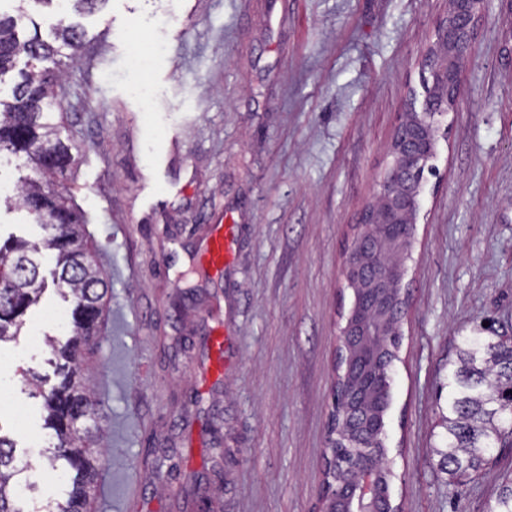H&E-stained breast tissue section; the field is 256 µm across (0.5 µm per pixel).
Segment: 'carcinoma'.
<instances>
[{
    "instance_id": "obj_1",
    "label": "carcinoma",
    "mask_w": 512,
    "mask_h": 512,
    "mask_svg": "<svg viewBox=\"0 0 512 512\" xmlns=\"http://www.w3.org/2000/svg\"><path fill=\"white\" fill-rule=\"evenodd\" d=\"M31 2L64 10L54 27L55 40L76 54L84 45L85 30L71 15L95 14L108 0ZM56 54L54 45L37 34L19 39L15 19L0 14V78L16 72L11 98L0 99V153L24 156L34 169V175L15 183L16 193L4 204L25 210L46 231L38 243H0V343L20 334L27 310L45 292L40 256L49 253L55 260L52 282L71 306V334L63 341L47 340L57 378L50 390L42 388L41 377H24L43 398L45 423L57 439L47 449L50 464L62 460L75 473L71 490L51 512H88L92 476L107 462L109 448L94 375L81 352L94 340L109 284L84 247L79 217L57 181L74 160L76 145L61 136L54 122L61 107L55 92L60 71L41 66ZM22 57L24 66L19 69ZM511 339L495 335L467 341L459 351V366L448 371V414L442 416L447 441L436 453L440 467L451 477L481 472L496 446L512 448V358L506 349ZM16 449L15 441L0 432V512H24L16 505L12 483L19 474ZM493 512H512L511 477L502 483Z\"/></svg>"
}]
</instances>
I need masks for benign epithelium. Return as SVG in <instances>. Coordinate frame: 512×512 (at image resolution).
Segmentation results:
<instances>
[{"label": "benign epithelium", "mask_w": 512, "mask_h": 512, "mask_svg": "<svg viewBox=\"0 0 512 512\" xmlns=\"http://www.w3.org/2000/svg\"><path fill=\"white\" fill-rule=\"evenodd\" d=\"M487 0H448L434 40L424 52L423 94L400 114L372 199L347 249L341 277L351 303L336 334V364L328 431L327 483L319 512H399L391 498L394 472L383 444L384 382L360 374V363L380 360L402 335L408 310L407 262L416 243L425 174L438 151L442 126L455 109L463 74Z\"/></svg>", "instance_id": "1"}]
</instances>
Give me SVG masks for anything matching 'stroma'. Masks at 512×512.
Returning <instances> with one entry per match:
<instances>
[{
  "mask_svg": "<svg viewBox=\"0 0 512 512\" xmlns=\"http://www.w3.org/2000/svg\"><path fill=\"white\" fill-rule=\"evenodd\" d=\"M447 0H108L62 49L56 120L80 144L66 182L109 281L88 358L105 403L109 495L92 512H316L343 253L418 58ZM428 177L387 446L402 512H492L512 448L477 479L434 454L448 362L483 325L512 336V0H488ZM237 227L230 264L198 259ZM54 288L0 344V432L26 469L25 512L68 485L40 399ZM227 338L223 362L213 340Z\"/></svg>",
  "mask_w": 512,
  "mask_h": 512,
  "instance_id": "stroma-1",
  "label": "stroma"
}]
</instances>
